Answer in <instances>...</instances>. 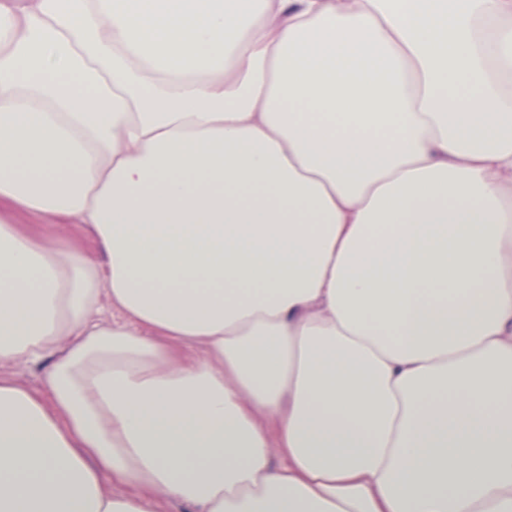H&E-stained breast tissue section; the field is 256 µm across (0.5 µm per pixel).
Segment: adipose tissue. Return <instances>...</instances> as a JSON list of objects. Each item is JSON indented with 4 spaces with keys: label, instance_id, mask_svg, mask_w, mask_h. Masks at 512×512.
<instances>
[{
    "label": "adipose tissue",
    "instance_id": "adipose-tissue-1",
    "mask_svg": "<svg viewBox=\"0 0 512 512\" xmlns=\"http://www.w3.org/2000/svg\"><path fill=\"white\" fill-rule=\"evenodd\" d=\"M169 500L512 512V0H0V512ZM47 223H54V224H42V225H33L31 227H28V230L44 234V233H54L57 235V237L62 240H75L78 239L83 245L85 246H91L92 243V236L91 233L87 230H82L80 233L72 232L70 229H64L60 226V224H55L56 221H48Z\"/></svg>",
    "mask_w": 512,
    "mask_h": 512
}]
</instances>
